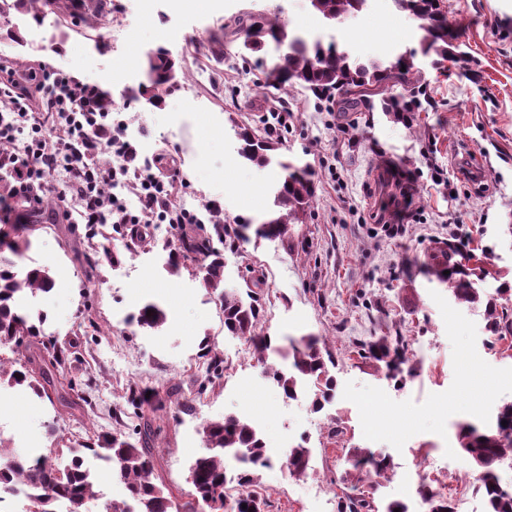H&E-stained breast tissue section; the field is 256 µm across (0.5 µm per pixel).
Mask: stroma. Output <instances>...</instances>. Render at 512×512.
<instances>
[{
	"mask_svg": "<svg viewBox=\"0 0 512 512\" xmlns=\"http://www.w3.org/2000/svg\"><path fill=\"white\" fill-rule=\"evenodd\" d=\"M108 3L111 24L99 31L74 25L51 6L36 17L0 18V61L20 56L35 70L99 83L142 163L157 175H177L176 204L201 221L154 224L142 238L126 226H104L110 253L91 281L73 254L86 249L88 225L63 211L32 235L33 264L55 279L32 308L46 312L44 332L58 344L77 340L71 374L90 381L92 405L74 417L48 399L2 391L0 441L23 451L58 438L90 442L107 431L134 433L136 421L125 409L136 383L155 389L164 403L148 421L155 481L169 494L171 512H185L192 500L189 467L204 448L203 424L229 413L250 419L278 451L301 442L311 450L303 477L262 470L256 491L266 512H337L346 495L377 503L403 498L391 481L423 452L444 461L435 480L479 504L454 425L491 424L497 407L512 400V335L488 342L482 308L457 304L425 262L432 243L449 240L466 252L487 249L495 269L512 273V0H445L471 69L425 67V109L409 125L367 109L337 112L302 89L280 93L260 60L242 61V40L232 33L236 16L274 10L305 33L314 19L307 0H222L218 9L203 2L181 11L171 0ZM12 24L24 45L8 36ZM318 31L324 44L346 46L363 61L390 59L418 38L416 21L394 9ZM160 47L187 79L162 107L148 108L130 90L144 79L145 52ZM279 112L287 113V125H275ZM236 121L275 127L280 160L312 166L316 192L304 223L291 225L281 242H235L224 253V285L265 279L259 328L276 346L321 336L337 387L319 412L307 400H284L261 368L251 367L250 342L225 335L217 301L192 267L176 276L166 267L162 247L171 238L211 233L205 201L219 200L229 220L258 223L267 213L279 170L240 160ZM150 301L166 310V324H131ZM381 336L407 344L410 359L397 376L357 353L359 343ZM210 351L223 358L224 371L202 392L198 380ZM21 400L27 411L18 417L10 406ZM354 446L390 455L389 477L344 479Z\"/></svg>",
	"mask_w": 512,
	"mask_h": 512,
	"instance_id": "35a3bbf8",
	"label": "stroma"
}]
</instances>
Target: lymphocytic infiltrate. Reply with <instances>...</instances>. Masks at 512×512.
Returning a JSON list of instances; mask_svg holds the SVG:
<instances>
[{
  "mask_svg": "<svg viewBox=\"0 0 512 512\" xmlns=\"http://www.w3.org/2000/svg\"><path fill=\"white\" fill-rule=\"evenodd\" d=\"M36 90L47 111L61 116V123L49 126L40 121L28 98L17 93L14 80H0V100L10 104L8 116L0 115V141L14 142L23 131L31 137L24 151L0 153V171L11 177L15 192L26 191L63 168L70 174L71 193L82 203L86 224L198 223L195 212L172 204L169 184L138 165V149L126 140L123 123L107 119L98 85L76 87L70 79L46 70ZM103 151L112 153L115 166L92 164V157ZM130 175L136 178L140 204L134 212L125 200L103 190L104 185L119 184Z\"/></svg>",
  "mask_w": 512,
  "mask_h": 512,
  "instance_id": "1",
  "label": "lymphocytic infiltrate"
}]
</instances>
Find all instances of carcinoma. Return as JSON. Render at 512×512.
<instances>
[{"label":"carcinoma","mask_w":512,"mask_h":512,"mask_svg":"<svg viewBox=\"0 0 512 512\" xmlns=\"http://www.w3.org/2000/svg\"><path fill=\"white\" fill-rule=\"evenodd\" d=\"M41 0H0V16L11 10L40 13ZM311 9L328 22L341 23L362 14L369 0H309ZM396 10L418 22L421 54L430 59V65L441 68L448 61L467 62L459 54L457 38L448 26V9L444 0H393ZM233 34L243 38L245 50L258 53L273 45L275 55L270 60V74L279 88L288 92L297 87L316 97L335 100L345 109H354L364 103L371 110L384 113L394 122L409 124L414 113L423 111L421 100L422 70L415 62L416 51H405L385 61L362 62L346 50L319 41L308 42L300 38L276 15L245 12L235 20ZM146 81L139 84L137 93L148 106L158 108L165 97L181 86L183 71L173 68L167 73L164 65L146 67ZM378 89V100L359 98L362 92ZM399 87L401 92L393 93ZM237 154L249 165L265 168L272 163L282 169L283 175L271 190V207L264 221L258 225L247 219L233 224L217 220L213 234L207 239L183 243V254L174 251L169 255L168 272L180 271V259L202 253L208 263L202 265V281L217 293L223 316L224 332L250 340L259 362H266L271 349L269 337L258 332L261 304L256 280L246 282L245 291L224 287V253L214 246L234 244L236 240L254 230L256 236L268 240H284L292 224L303 222L315 196V188L308 165L299 162L276 160L278 141L260 136L252 129L241 126L235 132ZM16 201L11 210L21 217L19 223L0 224V347H13L19 357L7 369L0 361V386H26L38 397L63 399L66 407L75 409L89 404L84 396L78 400L64 398L63 392L73 389L67 377L68 355L62 349L52 348L47 362L37 366L35 357L39 350L42 326L46 315L26 311L29 300L37 293H47L54 287L48 268L29 266L16 270V260L25 256L31 247V233L44 220H53L57 207L55 197L42 191L40 184L26 196H16L12 184L0 176V203ZM448 264L450 274H443L440 260ZM430 274L448 285V290L460 305H484L485 328L489 336L500 340L512 333V320L498 309V297L506 294V284L497 288V295L489 294L482 284L491 275L486 252L481 255L462 254L453 246L433 255ZM142 328L156 329L167 321L163 307L154 302L144 304L135 317ZM321 339L314 335L302 336L290 342L289 365L286 369L274 366L265 368L266 374L276 384L287 400H297L303 395L311 399L313 410L333 401L336 377L328 364L332 357L320 347ZM359 356L385 364L396 370L406 362L404 344L399 336H383L374 342L360 344ZM223 359L211 356L206 363L204 380L198 393L219 377ZM156 394L147 390L132 389L127 403L136 418L144 416V409L157 411ZM507 425H502V421ZM206 453L197 457L190 469L193 501L188 512H198L197 506L213 500L221 503L222 512H264L265 501L249 490L257 480L256 463L266 455V446L259 430L251 421L229 414L217 421H208L202 428ZM132 440L122 433H104L93 442H80L76 446L58 444L52 448L25 456L13 448L0 444V499L11 495L15 485L25 487L29 500L26 512H84L88 501L97 497L91 466L78 455L82 449L93 459L103 462L122 482L129 500H112L105 505V512H131L128 501H133L138 512H169L171 499L153 477V452L150 446L153 433L148 423ZM457 451L478 476L476 489L485 498L486 512H512V485L501 482L500 472L512 468V402L499 405L495 424L491 428L472 422H462L455 431ZM249 449V455L237 457V450ZM310 451L299 444L288 453L286 466L291 476L305 475ZM350 468L342 480L352 474L378 478L386 477L392 467L390 456L373 452L369 448L352 447L348 451ZM426 512H454L452 501L444 496L423 494ZM247 508H242V505ZM410 512L406 502L390 499L375 506L364 498L347 495L340 500L338 512Z\"/></svg>","instance_id":"1"}]
</instances>
